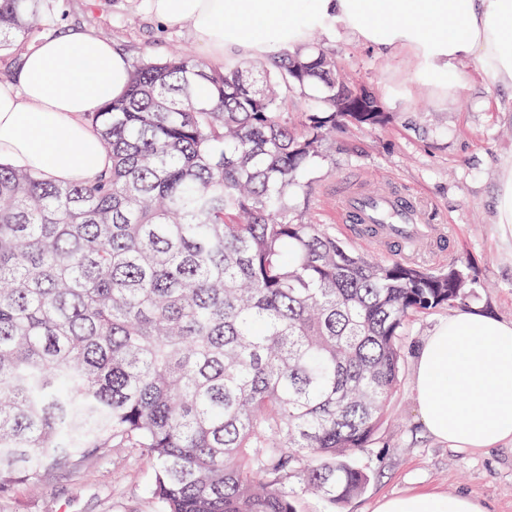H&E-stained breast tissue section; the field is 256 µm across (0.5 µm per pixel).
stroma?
Instances as JSON below:
<instances>
[{"label": "stroma", "instance_id": "obj_1", "mask_svg": "<svg viewBox=\"0 0 512 512\" xmlns=\"http://www.w3.org/2000/svg\"><path fill=\"white\" fill-rule=\"evenodd\" d=\"M63 5L67 18L54 33L92 29L130 59L143 50L160 56L182 47L202 62L211 60L188 26L159 24L146 0H63ZM321 36L342 58L351 81L372 91L392 119L384 127H353L327 141L323 159L310 173L308 217L372 258H397L396 247H381L357 225L336 219L337 195L392 183L423 200L447 227L443 248L421 246V263L429 268L461 263L477 282L467 307L511 321L512 228L497 223L494 202L501 169L512 162V89L469 61L460 67L468 88L452 96L443 86L418 80L411 48L382 54L332 26ZM451 314L435 309L406 325L391 423L379 443L359 456L372 481L341 512H376L383 499L421 492L467 493L485 512H512L511 443L471 453L429 436L419 420L415 351ZM153 480V466L141 449L115 448L68 473L40 472L33 485L1 498L0 512H155L149 496Z\"/></svg>", "mask_w": 512, "mask_h": 512}]
</instances>
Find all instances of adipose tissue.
<instances>
[{"label": "adipose tissue", "instance_id": "obj_1", "mask_svg": "<svg viewBox=\"0 0 512 512\" xmlns=\"http://www.w3.org/2000/svg\"><path fill=\"white\" fill-rule=\"evenodd\" d=\"M155 17L189 25L215 57L306 45L324 20L387 53L414 48L422 80L461 94L460 66L477 61L512 88V0H151ZM129 62L92 30H70L26 53L0 83V162L57 183L87 182L107 164L88 113L120 97ZM420 421L435 439L483 451L512 442V321L474 309L441 322L416 351ZM377 512H483L466 495L385 500Z\"/></svg>", "mask_w": 512, "mask_h": 512}]
</instances>
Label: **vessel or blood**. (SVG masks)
I'll list each match as a JSON object with an SVG mask.
<instances>
[{"instance_id": "b4317fda", "label": "vessel or blood", "mask_w": 512, "mask_h": 512, "mask_svg": "<svg viewBox=\"0 0 512 512\" xmlns=\"http://www.w3.org/2000/svg\"><path fill=\"white\" fill-rule=\"evenodd\" d=\"M423 202L386 186L378 191L357 190L336 203L340 223L371 226L377 238L413 249L420 239L438 244L446 236L443 225L423 221Z\"/></svg>"}]
</instances>
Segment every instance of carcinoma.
<instances>
[{
  "mask_svg": "<svg viewBox=\"0 0 512 512\" xmlns=\"http://www.w3.org/2000/svg\"><path fill=\"white\" fill-rule=\"evenodd\" d=\"M59 9L0 0L13 68ZM342 72L317 42L143 52L86 117L110 161L93 181L0 163V496L110 448L154 464L157 512H296L291 479L336 512L365 490L353 456L387 423L407 320L476 281L299 218L327 137L390 119Z\"/></svg>",
  "mask_w": 512,
  "mask_h": 512,
  "instance_id": "1",
  "label": "carcinoma"
}]
</instances>
